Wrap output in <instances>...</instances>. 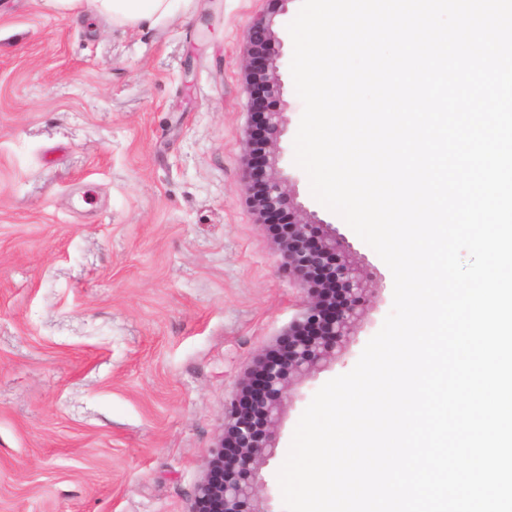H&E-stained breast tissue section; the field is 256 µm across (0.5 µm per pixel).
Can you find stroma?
<instances>
[{
  "label": "stroma",
  "instance_id": "1",
  "mask_svg": "<svg viewBox=\"0 0 512 512\" xmlns=\"http://www.w3.org/2000/svg\"><path fill=\"white\" fill-rule=\"evenodd\" d=\"M275 0H180L122 26L43 0H0V512H193L259 353L303 293L241 186L250 122L245 28ZM281 162L321 207L293 141ZM347 354L302 385L262 473L307 401L348 373L392 308L393 276Z\"/></svg>",
  "mask_w": 512,
  "mask_h": 512
}]
</instances>
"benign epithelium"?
Instances as JSON below:
<instances>
[{"instance_id":"obj_1","label":"benign epithelium","mask_w":512,"mask_h":512,"mask_svg":"<svg viewBox=\"0 0 512 512\" xmlns=\"http://www.w3.org/2000/svg\"><path fill=\"white\" fill-rule=\"evenodd\" d=\"M275 2L277 9L257 17L244 34L253 125L241 180L264 223L285 225L279 268L305 286V299L279 347L258 355L246 382L248 397L224 404V428L231 437L220 441L208 464L195 512H274L261 470L276 455L284 409L302 399L296 391L300 382L345 356L351 328L381 301L380 289L370 287L377 274L351 263L347 236L297 201L280 168L286 118L284 39L278 29L291 0Z\"/></svg>"}]
</instances>
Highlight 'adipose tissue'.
<instances>
[{
	"label": "adipose tissue",
	"mask_w": 512,
	"mask_h": 512,
	"mask_svg": "<svg viewBox=\"0 0 512 512\" xmlns=\"http://www.w3.org/2000/svg\"><path fill=\"white\" fill-rule=\"evenodd\" d=\"M48 6L76 9L88 7L113 22L136 26L172 17L176 0H46Z\"/></svg>",
	"instance_id": "ef3b65f1"
}]
</instances>
